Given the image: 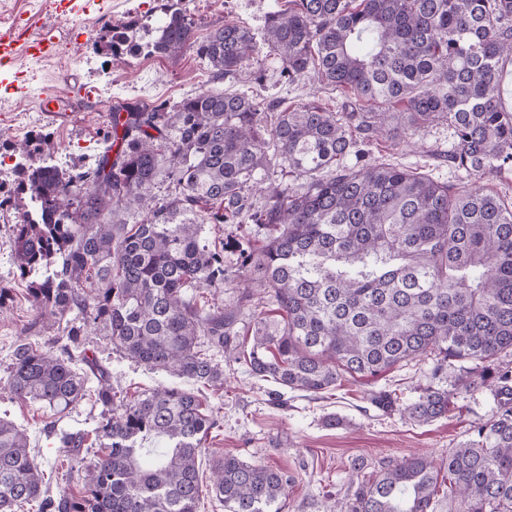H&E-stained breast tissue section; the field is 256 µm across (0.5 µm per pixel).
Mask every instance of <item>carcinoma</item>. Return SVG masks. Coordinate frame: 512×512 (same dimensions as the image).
<instances>
[{
    "label": "carcinoma",
    "instance_id": "cac0c4a2",
    "mask_svg": "<svg viewBox=\"0 0 512 512\" xmlns=\"http://www.w3.org/2000/svg\"><path fill=\"white\" fill-rule=\"evenodd\" d=\"M288 82L313 75L352 94L345 118L316 101L267 111L211 89L172 104L114 107L95 161L78 169L35 163L48 136L16 147L20 167L7 196L22 205L11 242L21 279L42 319L76 313L129 359L151 370L224 385L198 337L281 387L321 394L345 376L371 380L432 357L418 397L401 408L429 423L462 395L487 389L494 418L440 460L412 456L380 466L326 512H512V203L435 182L386 163L348 168L359 143L409 141L425 125L454 131L450 162L473 176L512 166V113L500 104V61L512 56V0H288L261 38L228 22L197 41L180 9L152 41L134 26L113 33L112 56H177L186 49L217 83L254 60L257 41ZM406 104L403 112L390 108ZM307 180L300 194L269 181L271 161ZM329 169L332 175L316 173ZM174 191L158 196L159 181ZM266 193L251 213L268 228L242 257L247 287L276 305L238 328V308L198 305L190 291L224 284V261L202 242L206 224L233 223L248 188ZM101 453L84 492L45 500L52 512H198V459L215 426L190 391L157 388L117 397L95 360ZM457 370L453 388L443 384ZM88 375L26 339L12 353L8 384L21 399L63 412ZM165 440V448L144 443ZM86 435L64 432L76 454ZM288 472L230 453L213 468L226 512H285ZM44 474L24 430L0 418V512L43 493Z\"/></svg>",
    "mask_w": 512,
    "mask_h": 512
}]
</instances>
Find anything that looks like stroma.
Instances as JSON below:
<instances>
[{
	"label": "stroma",
	"mask_w": 512,
	"mask_h": 512,
	"mask_svg": "<svg viewBox=\"0 0 512 512\" xmlns=\"http://www.w3.org/2000/svg\"><path fill=\"white\" fill-rule=\"evenodd\" d=\"M60 2L0 0V32L19 24L26 27L28 41L46 33L54 41L47 56L38 58L21 50L0 61V79L14 74L20 77L13 89L0 87V158L12 154L14 144L34 130L50 136L54 153L66 158L68 166L86 164L104 148L107 116L115 105L153 106L211 88L210 75L193 51L176 57H113L101 49L109 30L135 20L142 26V39H150L167 4L186 10L194 23V34L201 41L227 22L260 30L278 0H74L77 9L73 12L62 9ZM257 57L265 71L264 81L256 82L246 70L225 81L224 90L261 104L276 102L282 110L315 100L337 111L347 99L343 91L306 77L287 82L267 45H259ZM78 86L86 97L76 100L74 117L67 126L51 124L42 117L41 95ZM455 142L452 128L434 123L411 142L369 145L367 160L403 167L441 183L477 189L512 202V167L481 177L468 175L448 160ZM16 216L13 206L0 207V280L12 284L11 297L0 308V418L25 430L31 451L49 478L51 492H83L96 450L88 446L77 455L65 457L58 437L63 430L94 434L103 411L91 394L61 414L15 397L9 390L8 373L12 351L23 337L42 349L72 357L73 367L80 373L85 370L84 358L96 360L109 371L115 390L130 399L159 387L197 394L216 421L199 459L200 512H224L210 487L213 464L227 451L246 462L283 469L292 475L294 483L288 492L286 512H324L326 497L347 499L358 482L382 462L412 454L440 459L449 449L466 442L475 426L494 415V400L486 391L464 396L458 409L429 424L415 423L403 415L401 406L416 398L419 385L426 379L431 367L427 358L414 360L374 383L346 379L317 396L281 389L273 380L251 375L245 365L218 351L212 357L224 371V386L220 389L149 370L126 358L102 332L87 329L81 336L72 337L67 333L66 318L53 322L39 318L25 281L18 276L10 247ZM202 237L224 258V285L197 291L198 303L239 306L245 326L271 310L268 295L246 291L239 274L242 254L261 245L264 230L245 218L237 224L205 225ZM379 391L392 393L395 409L386 410L374 403L373 395ZM331 416L339 418V426L327 425Z\"/></svg>",
	"instance_id": "obj_1"
}]
</instances>
